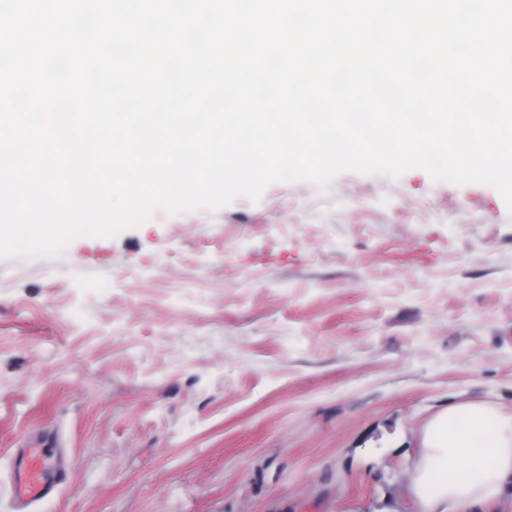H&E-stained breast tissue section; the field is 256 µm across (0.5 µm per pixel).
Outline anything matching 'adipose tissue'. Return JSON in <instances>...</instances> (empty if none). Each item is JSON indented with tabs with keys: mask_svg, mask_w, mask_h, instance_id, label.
I'll return each mask as SVG.
<instances>
[{
	"mask_svg": "<svg viewBox=\"0 0 512 512\" xmlns=\"http://www.w3.org/2000/svg\"><path fill=\"white\" fill-rule=\"evenodd\" d=\"M418 512H474L512 491V414L453 406L426 425L412 480Z\"/></svg>",
	"mask_w": 512,
	"mask_h": 512,
	"instance_id": "ef3b65f1",
	"label": "adipose tissue"
}]
</instances>
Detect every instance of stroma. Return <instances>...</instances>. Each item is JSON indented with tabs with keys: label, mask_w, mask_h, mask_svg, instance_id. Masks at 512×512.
<instances>
[{
	"label": "stroma",
	"mask_w": 512,
	"mask_h": 512,
	"mask_svg": "<svg viewBox=\"0 0 512 512\" xmlns=\"http://www.w3.org/2000/svg\"><path fill=\"white\" fill-rule=\"evenodd\" d=\"M512 413V210L355 171L0 259V512H414L440 410ZM57 486L53 455L49 450L33 448L27 455L16 457L14 491L18 510L52 496Z\"/></svg>",
	"instance_id": "stroma-1"
}]
</instances>
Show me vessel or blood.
<instances>
[{"mask_svg":"<svg viewBox=\"0 0 512 512\" xmlns=\"http://www.w3.org/2000/svg\"><path fill=\"white\" fill-rule=\"evenodd\" d=\"M58 486L53 456L49 450L36 448L17 457L14 463V491L19 508L46 499Z\"/></svg>","mask_w":512,"mask_h":512,"instance_id":"obj_1","label":"vessel or blood"}]
</instances>
